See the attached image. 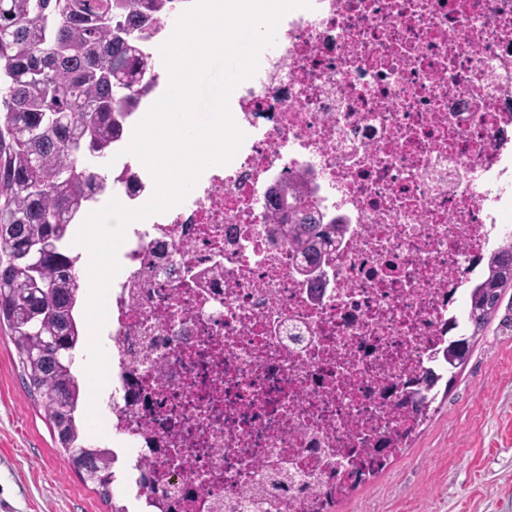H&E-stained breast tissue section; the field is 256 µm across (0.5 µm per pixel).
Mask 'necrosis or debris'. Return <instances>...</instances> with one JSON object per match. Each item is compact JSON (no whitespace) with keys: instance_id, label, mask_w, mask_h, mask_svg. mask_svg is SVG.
Returning a JSON list of instances; mask_svg holds the SVG:
<instances>
[{"instance_id":"obj_1","label":"necrosis or debris","mask_w":512,"mask_h":512,"mask_svg":"<svg viewBox=\"0 0 512 512\" xmlns=\"http://www.w3.org/2000/svg\"><path fill=\"white\" fill-rule=\"evenodd\" d=\"M309 2L231 95L235 158L117 254L90 440L116 512H336L406 440L512 245V0ZM132 135L111 195L138 208ZM296 174L343 223L310 277L268 234Z\"/></svg>"}]
</instances>
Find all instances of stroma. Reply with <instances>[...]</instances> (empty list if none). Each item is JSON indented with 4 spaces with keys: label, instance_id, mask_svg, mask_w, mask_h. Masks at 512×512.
Listing matches in <instances>:
<instances>
[{
    "label": "stroma",
    "instance_id": "obj_1",
    "mask_svg": "<svg viewBox=\"0 0 512 512\" xmlns=\"http://www.w3.org/2000/svg\"><path fill=\"white\" fill-rule=\"evenodd\" d=\"M512 288L408 442L336 512H512ZM0 512H111L61 456L0 331Z\"/></svg>",
    "mask_w": 512,
    "mask_h": 512
}]
</instances>
